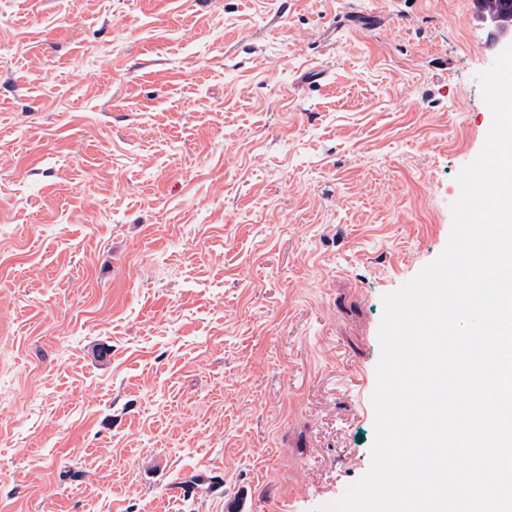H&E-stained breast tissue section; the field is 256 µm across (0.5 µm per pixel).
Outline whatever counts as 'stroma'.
<instances>
[{"label":"stroma","mask_w":512,"mask_h":512,"mask_svg":"<svg viewBox=\"0 0 512 512\" xmlns=\"http://www.w3.org/2000/svg\"><path fill=\"white\" fill-rule=\"evenodd\" d=\"M500 37L477 0H0V512L358 481Z\"/></svg>","instance_id":"1"}]
</instances>
